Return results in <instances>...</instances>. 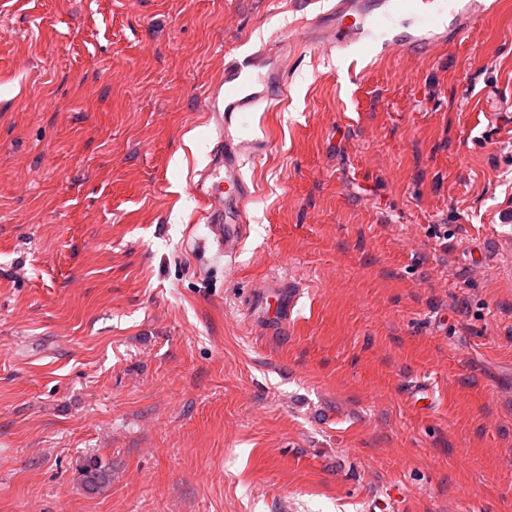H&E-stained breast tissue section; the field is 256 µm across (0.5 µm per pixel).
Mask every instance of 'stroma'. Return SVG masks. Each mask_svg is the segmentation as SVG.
Returning a JSON list of instances; mask_svg holds the SVG:
<instances>
[{
    "mask_svg": "<svg viewBox=\"0 0 512 512\" xmlns=\"http://www.w3.org/2000/svg\"><path fill=\"white\" fill-rule=\"evenodd\" d=\"M301 18L0 0V512H512V0L428 57L294 44L230 261L210 99ZM263 279L303 295L256 333Z\"/></svg>",
    "mask_w": 512,
    "mask_h": 512,
    "instance_id": "1",
    "label": "stroma"
}]
</instances>
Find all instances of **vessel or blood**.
Listing matches in <instances>:
<instances>
[{"mask_svg":"<svg viewBox=\"0 0 512 512\" xmlns=\"http://www.w3.org/2000/svg\"><path fill=\"white\" fill-rule=\"evenodd\" d=\"M313 2L302 0L308 11L298 33L278 36L276 45L264 44L229 59L224 65V89L212 98L219 135L192 190L219 253L232 258L250 231L246 207L251 190L242 174V160L263 147L261 141L238 136V119L270 104L281 92L292 43L299 40L339 54L363 49L379 57L423 56L461 38L492 9L489 0H330L319 10L313 9ZM299 298L292 283L259 282L244 301L247 321L256 331L285 326Z\"/></svg>","mask_w":512,"mask_h":512,"instance_id":"b4317fda","label":"vessel or blood"}]
</instances>
